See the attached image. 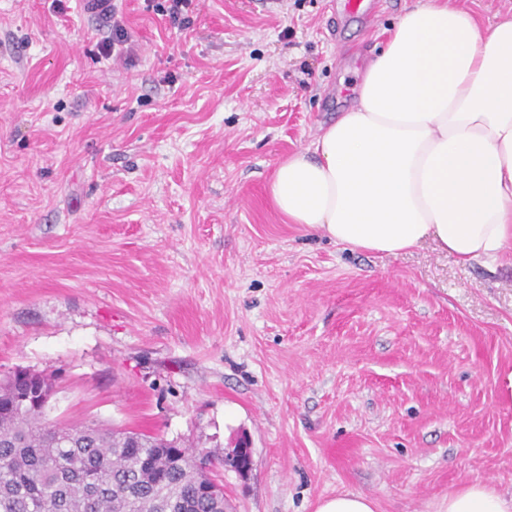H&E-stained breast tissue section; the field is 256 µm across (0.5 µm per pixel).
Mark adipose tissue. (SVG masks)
<instances>
[{"mask_svg":"<svg viewBox=\"0 0 512 512\" xmlns=\"http://www.w3.org/2000/svg\"><path fill=\"white\" fill-rule=\"evenodd\" d=\"M292 224L353 251L432 241L466 264L512 248V18L480 27L416 0L364 71L354 105L278 164L268 186ZM445 512H512L474 480Z\"/></svg>","mask_w":512,"mask_h":512,"instance_id":"obj_1","label":"adipose tissue"}]
</instances>
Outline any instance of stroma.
Segmentation results:
<instances>
[{
	"instance_id": "35a3bbf8",
	"label": "stroma",
	"mask_w": 512,
	"mask_h": 512,
	"mask_svg": "<svg viewBox=\"0 0 512 512\" xmlns=\"http://www.w3.org/2000/svg\"><path fill=\"white\" fill-rule=\"evenodd\" d=\"M411 2L117 0L108 55L84 0H0V378L50 376L57 425L247 436L228 512L511 496L512 260L351 251L267 191ZM315 512H376V503L363 494L346 492L321 499Z\"/></svg>"
}]
</instances>
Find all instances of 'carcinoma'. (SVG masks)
Returning a JSON list of instances; mask_svg holds the SVG:
<instances>
[{
	"instance_id": "1",
	"label": "carcinoma",
	"mask_w": 512,
	"mask_h": 512,
	"mask_svg": "<svg viewBox=\"0 0 512 512\" xmlns=\"http://www.w3.org/2000/svg\"><path fill=\"white\" fill-rule=\"evenodd\" d=\"M36 382L0 383V512H224L216 458L158 435L55 426Z\"/></svg>"
}]
</instances>
